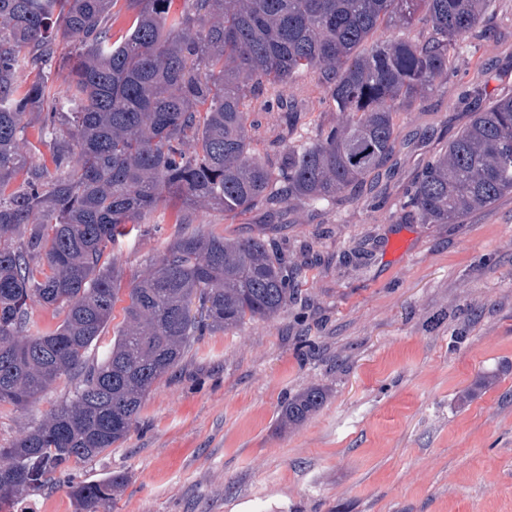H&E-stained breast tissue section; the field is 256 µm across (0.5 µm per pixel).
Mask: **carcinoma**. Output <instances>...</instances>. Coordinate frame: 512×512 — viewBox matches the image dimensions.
<instances>
[{"label":"carcinoma","mask_w":512,"mask_h":512,"mask_svg":"<svg viewBox=\"0 0 512 512\" xmlns=\"http://www.w3.org/2000/svg\"><path fill=\"white\" fill-rule=\"evenodd\" d=\"M124 0L133 20L112 39L118 0H0V404L25 407L66 377L68 404L0 448V507L48 486L73 462L114 447L146 391L205 329L288 305V259L258 235L175 236L128 288L112 347L90 360L118 301L105 258L167 195L235 218L258 206L355 199L397 146L396 119L446 79L458 41L496 0ZM424 9L431 34L362 51L375 30ZM70 67L68 96L49 76ZM40 80L22 87L19 73ZM310 70L345 120L260 155L249 101ZM41 122L65 175L27 168L24 132ZM512 194V96L472 113L424 168L409 205L424 224H458ZM38 302L64 314L53 330ZM324 394L286 406L299 423ZM123 477L71 482L76 512H101ZM29 317L33 325L45 329L57 326L61 322L63 315L53 308L44 307L38 303H31Z\"/></svg>","instance_id":"1"}]
</instances>
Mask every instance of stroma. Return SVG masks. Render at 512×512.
<instances>
[{
    "mask_svg": "<svg viewBox=\"0 0 512 512\" xmlns=\"http://www.w3.org/2000/svg\"><path fill=\"white\" fill-rule=\"evenodd\" d=\"M460 45L447 81L400 113L396 151L358 199L231 218L169 196L109 251L121 271L114 325L186 220L228 239L264 236L301 276L279 314L196 337L125 440L71 465L76 481L124 475L107 512H512V195L459 224H421L403 206L472 112L512 95V0ZM280 93L283 105L251 103L260 152L342 120L318 73ZM73 388L63 378L25 408L0 406V447ZM311 388L321 408L282 422Z\"/></svg>",
    "mask_w": 512,
    "mask_h": 512,
    "instance_id": "obj_1",
    "label": "stroma"
}]
</instances>
